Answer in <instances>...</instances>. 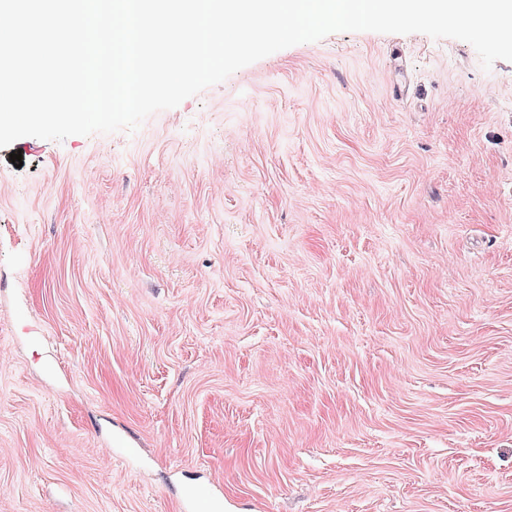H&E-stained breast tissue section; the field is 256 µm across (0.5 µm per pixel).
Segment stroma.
Segmentation results:
<instances>
[{
    "label": "stroma",
    "mask_w": 512,
    "mask_h": 512,
    "mask_svg": "<svg viewBox=\"0 0 512 512\" xmlns=\"http://www.w3.org/2000/svg\"><path fill=\"white\" fill-rule=\"evenodd\" d=\"M184 497L512 512V62L333 32L0 148V512Z\"/></svg>",
    "instance_id": "obj_1"
}]
</instances>
